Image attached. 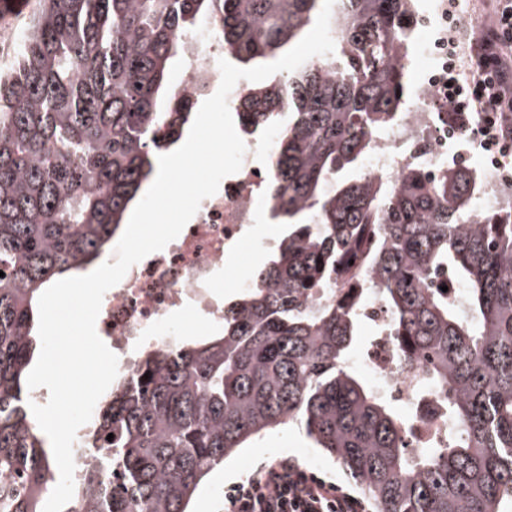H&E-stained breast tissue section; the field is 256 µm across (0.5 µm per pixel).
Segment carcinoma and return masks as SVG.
I'll list each match as a JSON object with an SVG mask.
<instances>
[{"mask_svg": "<svg viewBox=\"0 0 512 512\" xmlns=\"http://www.w3.org/2000/svg\"><path fill=\"white\" fill-rule=\"evenodd\" d=\"M414 2L335 0V67L247 89L240 130L280 125L263 192L288 229L211 335L145 351L114 380L82 428L94 465L63 512H189L224 459L293 425L375 512L512 504V212L475 213L470 170L430 184L413 168L392 186L362 169L414 102ZM320 5L34 2L0 68V512H43L57 484L28 406L38 300L105 253L153 158L183 137L197 102L177 96L168 71L192 52L188 32L215 23L224 53L247 63L310 31ZM442 266L466 287L465 308L426 284ZM321 289L331 297L308 307ZM370 295L391 314L401 359L442 388L458 424L447 446L408 450L403 415L349 367Z\"/></svg>", "mask_w": 512, "mask_h": 512, "instance_id": "cac0c4a2", "label": "carcinoma"}]
</instances>
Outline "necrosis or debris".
<instances>
[{
	"label": "necrosis or debris",
	"mask_w": 512,
	"mask_h": 512,
	"mask_svg": "<svg viewBox=\"0 0 512 512\" xmlns=\"http://www.w3.org/2000/svg\"><path fill=\"white\" fill-rule=\"evenodd\" d=\"M436 14L428 9L417 19L412 56L427 60L419 72L415 97L408 111L398 113L377 137L365 171L370 178L396 182L409 165H416L434 180L448 168H468L477 175L480 191L477 211L512 207V138L503 136L501 123L512 124V114L492 112H438L434 106L446 94L448 47L431 31ZM194 53L185 66L177 90L193 95L196 79L207 75L210 88H218L219 59L223 48L200 30L193 38ZM247 151L241 169L222 181L218 192L200 205L193 219L163 250L133 265L111 292L105 293L97 318L118 357V372L129 375L135 358L132 346L161 348L175 345L178 331L169 324L172 313L191 312L196 320L213 326L224 318V298L217 278L234 264L239 246L258 225L271 217L262 185L269 169L262 159L274 144L270 138H245ZM372 331L355 359L377 392L403 409L410 418L408 444L421 451L443 444L455 424L450 420L439 387L423 366L399 360L390 339V314L378 300L360 311Z\"/></svg>",
	"instance_id": "obj_1"
}]
</instances>
